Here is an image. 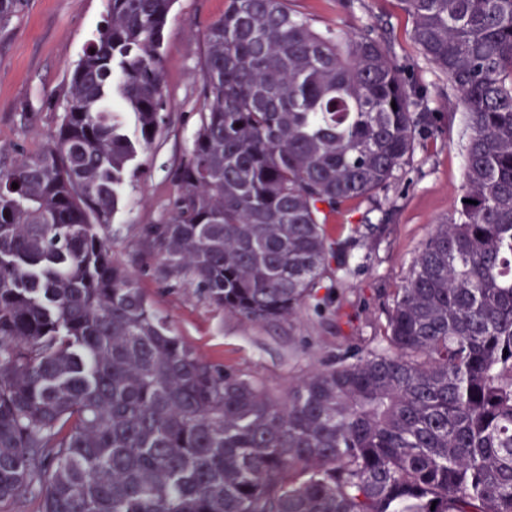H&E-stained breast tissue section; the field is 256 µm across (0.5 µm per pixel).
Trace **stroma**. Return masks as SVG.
Masks as SVG:
<instances>
[{
    "mask_svg": "<svg viewBox=\"0 0 512 512\" xmlns=\"http://www.w3.org/2000/svg\"><path fill=\"white\" fill-rule=\"evenodd\" d=\"M289 6L318 27L384 32L390 54L425 91L419 110L437 115L435 132L416 143L387 187L328 216L348 269L334 296L340 317L305 310L289 323L244 321L216 309L191 284L162 281L140 246L142 227L168 216L174 174L200 125V34L223 14L225 0H176L161 48L165 123L140 152L107 233L113 254L137 273L140 288L200 358L261 378L278 397L313 367L362 346L384 322L433 224L455 211L468 127L447 77L415 44L402 0H289ZM106 14L107 0H27L0 33V157L39 150L50 138L64 109V88Z\"/></svg>",
    "mask_w": 512,
    "mask_h": 512,
    "instance_id": "stroma-1",
    "label": "stroma"
}]
</instances>
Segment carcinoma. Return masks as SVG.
Here are the masks:
<instances>
[{
  "label": "carcinoma",
  "instance_id": "cac0c4a2",
  "mask_svg": "<svg viewBox=\"0 0 512 512\" xmlns=\"http://www.w3.org/2000/svg\"><path fill=\"white\" fill-rule=\"evenodd\" d=\"M174 2L108 0L55 133L0 164V512H512V0H404L467 112V202L382 333L284 399L198 357L105 236L164 125ZM25 6L0 0V32ZM200 74L168 219L142 230L159 278L249 322L324 312L327 211L384 188L435 114L382 35L286 0H227Z\"/></svg>",
  "mask_w": 512,
  "mask_h": 512
}]
</instances>
